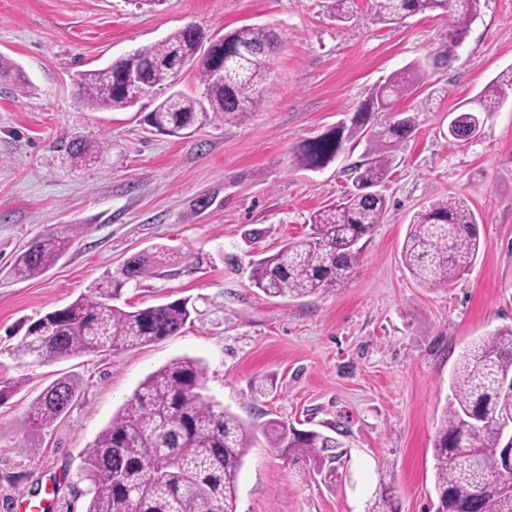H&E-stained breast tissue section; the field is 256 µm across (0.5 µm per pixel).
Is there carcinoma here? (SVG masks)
Instances as JSON below:
<instances>
[{
  "instance_id": "obj_1",
  "label": "carcinoma",
  "mask_w": 512,
  "mask_h": 512,
  "mask_svg": "<svg viewBox=\"0 0 512 512\" xmlns=\"http://www.w3.org/2000/svg\"><path fill=\"white\" fill-rule=\"evenodd\" d=\"M481 0H376L379 21L396 23L426 12L450 15L448 29L425 62L393 73L371 89L350 122L302 144L296 157L311 168L334 161L353 141L365 142V160L351 167L353 189L309 217L306 238L284 244L253 264L251 280L271 297L301 298L333 293L356 276L361 239L386 221L388 202L376 192L395 160L394 151L416 129L415 117L395 103L420 98L419 110L448 97V89L430 82L427 69L457 59ZM282 37L265 26L243 25L202 49L203 35L193 27L139 47L107 66L82 72L76 86L79 103L90 111L126 109L141 97V85L170 89L174 68H196L203 86L199 98L173 92L149 114L158 131L175 137L213 114L236 123L254 112L270 90V61ZM224 61V78L216 61ZM24 87V73L0 57V79ZM512 90V71L488 83L474 97L478 119L498 111ZM74 166L98 159L99 151L81 140L67 150ZM69 235L35 238L14 261L19 279L38 276L66 251ZM483 246L479 224L467 200L446 196L414 216L402 246V260L425 288L450 286L472 266ZM150 270L148 258L128 257L120 277L92 285L90 294L47 312L32 322L16 349L17 358L42 364L106 351L147 346L181 332L191 317L189 301L125 310L114 304L123 284ZM204 367L192 358L175 360L148 375L98 435L85 459L95 492L86 512H237L238 476L253 447L255 431L238 415L201 393ZM78 391L76 381L61 378L32 402L26 428L41 430L62 418ZM512 423V326L496 329L467 346L454 366L451 397L441 412L433 445L436 512H512V472L500 465L497 449L509 444L503 426ZM267 447L292 465L328 464L314 470L336 480L342 447L333 436L298 430L285 421L263 427ZM392 483L380 481L365 512H397Z\"/></svg>"
}]
</instances>
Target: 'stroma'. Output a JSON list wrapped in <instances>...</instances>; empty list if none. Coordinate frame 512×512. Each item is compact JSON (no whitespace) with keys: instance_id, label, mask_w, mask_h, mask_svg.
<instances>
[{"instance_id":"35a3bbf8","label":"stroma","mask_w":512,"mask_h":512,"mask_svg":"<svg viewBox=\"0 0 512 512\" xmlns=\"http://www.w3.org/2000/svg\"><path fill=\"white\" fill-rule=\"evenodd\" d=\"M337 21L329 0H0V55L29 82L0 81V512H27L53 487V512H85L94 485L83 460L147 375L180 358L205 368L204 396L257 427L285 420L339 430L335 484L257 446L244 458L237 512H364L380 476L399 512H434L432 443L450 373L473 339L512 326V96L472 142L448 137V113L512 68V0H481L457 59L436 79L448 98L419 113L382 189L385 223L363 238L361 267L323 296L269 297L254 261L309 231V216L351 187L364 149L347 146L321 169L296 148L350 120L374 86L436 48L448 21L418 14L375 20L374 0H352ZM196 25L217 39L245 24L285 40L271 60V92L237 123L211 119L190 137L158 133L154 105L89 111L79 72ZM104 145L99 163L72 166L74 138ZM467 199L483 246L445 289L419 285L401 261L408 225L433 199ZM72 241L41 275L12 266L33 239ZM168 261L126 283L119 306L188 299L177 335L118 352L29 365L14 351L27 326L89 294L132 254ZM78 384L51 427L24 418L45 387Z\"/></svg>"}]
</instances>
